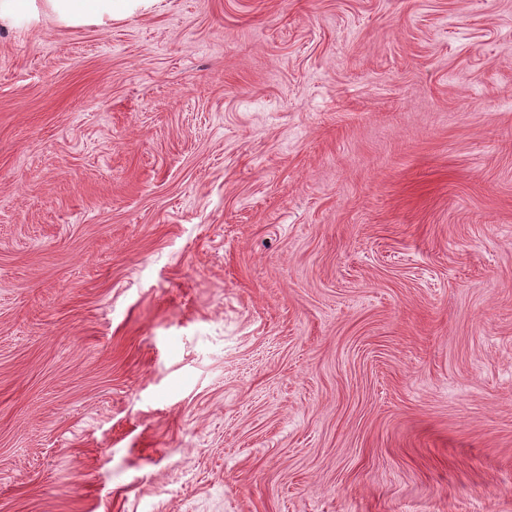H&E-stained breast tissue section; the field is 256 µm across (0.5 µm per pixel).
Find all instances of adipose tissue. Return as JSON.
Instances as JSON below:
<instances>
[{
  "label": "adipose tissue",
  "mask_w": 512,
  "mask_h": 512,
  "mask_svg": "<svg viewBox=\"0 0 512 512\" xmlns=\"http://www.w3.org/2000/svg\"><path fill=\"white\" fill-rule=\"evenodd\" d=\"M158 0H45L47 9L68 26H106L136 11L152 10Z\"/></svg>",
  "instance_id": "ef3b65f1"
}]
</instances>
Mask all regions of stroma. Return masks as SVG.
Returning <instances> with one entry per match:
<instances>
[{
    "instance_id": "35a3bbf8",
    "label": "stroma",
    "mask_w": 512,
    "mask_h": 512,
    "mask_svg": "<svg viewBox=\"0 0 512 512\" xmlns=\"http://www.w3.org/2000/svg\"><path fill=\"white\" fill-rule=\"evenodd\" d=\"M0 512H512V0L0 23Z\"/></svg>"
}]
</instances>
